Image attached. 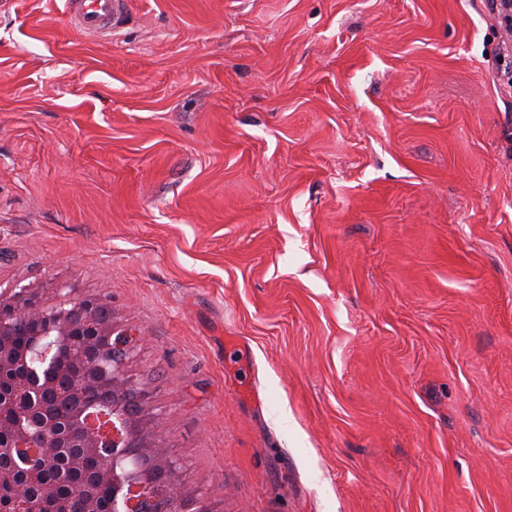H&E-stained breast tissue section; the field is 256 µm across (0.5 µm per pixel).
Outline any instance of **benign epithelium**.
<instances>
[{
  "instance_id": "benign-epithelium-1",
  "label": "benign epithelium",
  "mask_w": 512,
  "mask_h": 512,
  "mask_svg": "<svg viewBox=\"0 0 512 512\" xmlns=\"http://www.w3.org/2000/svg\"><path fill=\"white\" fill-rule=\"evenodd\" d=\"M36 323L41 326L33 343L45 365H53V345L69 336H91L112 348V357L97 364V383L112 390V442L89 431L79 412L66 419H49L43 425V442L33 446L25 429L18 427L13 440L0 448V457L23 458L55 456L58 463L62 448H101L100 480L112 481L113 512H209L194 493L182 491L181 467L167 449L160 447L146 434L145 427L155 418L147 389L137 385L126 370V359L136 333L114 317L112 305L106 299L93 296H67L55 305L43 301L33 288H20L0 294V401L9 393L3 383L9 382L18 364L27 355L11 353L3 337L14 335L15 326ZM45 389L43 374L30 372L27 391L31 399L42 404ZM135 391L141 405L133 416L124 403L126 395ZM146 458L160 467L166 482L159 484L141 474L138 458ZM17 488L15 470L0 467V497L12 494Z\"/></svg>"
}]
</instances>
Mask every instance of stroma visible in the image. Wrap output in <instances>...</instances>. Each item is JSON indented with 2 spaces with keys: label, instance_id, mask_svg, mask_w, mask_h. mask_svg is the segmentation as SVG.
<instances>
[{
  "label": "stroma",
  "instance_id": "stroma-1",
  "mask_svg": "<svg viewBox=\"0 0 512 512\" xmlns=\"http://www.w3.org/2000/svg\"><path fill=\"white\" fill-rule=\"evenodd\" d=\"M483 0H0V292L109 300L211 512H512V93ZM75 25L88 36H102L116 30L127 14L125 0H69Z\"/></svg>",
  "mask_w": 512,
  "mask_h": 512
}]
</instances>
